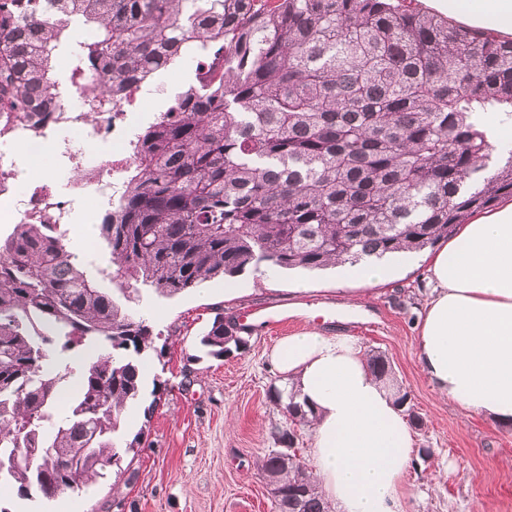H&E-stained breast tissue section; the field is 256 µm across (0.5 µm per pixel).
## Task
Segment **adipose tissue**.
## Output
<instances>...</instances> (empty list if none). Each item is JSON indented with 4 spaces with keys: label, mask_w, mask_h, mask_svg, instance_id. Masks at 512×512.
<instances>
[{
    "label": "adipose tissue",
    "mask_w": 512,
    "mask_h": 512,
    "mask_svg": "<svg viewBox=\"0 0 512 512\" xmlns=\"http://www.w3.org/2000/svg\"><path fill=\"white\" fill-rule=\"evenodd\" d=\"M455 23L512 39V0H421ZM417 361L467 413L512 425V198L475 214L429 267ZM313 416L311 478L333 512H402L414 452L402 407L351 336L308 329L269 353Z\"/></svg>",
    "instance_id": "1"
}]
</instances>
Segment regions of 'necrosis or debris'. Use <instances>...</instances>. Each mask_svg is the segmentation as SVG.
I'll use <instances>...</instances> for the list:
<instances>
[{
    "label": "necrosis or debris",
    "instance_id": "necrosis-or-debris-1",
    "mask_svg": "<svg viewBox=\"0 0 512 512\" xmlns=\"http://www.w3.org/2000/svg\"><path fill=\"white\" fill-rule=\"evenodd\" d=\"M95 92L92 85L59 89L57 121L39 132L13 114L0 113V215L10 223L63 226L74 222L82 199H92L101 209L117 198L126 169L135 159L133 140L138 118L128 112L124 99L114 102L108 112H83L78 100ZM61 130L80 131L89 140L111 141L112 164H99L75 149L71 140L58 138ZM47 145L56 149L61 163L71 171L65 192L31 184L34 159Z\"/></svg>",
    "mask_w": 512,
    "mask_h": 512
}]
</instances>
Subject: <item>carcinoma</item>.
Returning <instances> with one entry per match:
<instances>
[{
  "label": "carcinoma",
  "mask_w": 512,
  "mask_h": 512,
  "mask_svg": "<svg viewBox=\"0 0 512 512\" xmlns=\"http://www.w3.org/2000/svg\"><path fill=\"white\" fill-rule=\"evenodd\" d=\"M74 22L94 27L69 45L70 81L100 90L92 112L180 62L209 82L138 130L96 227L112 268L89 270L51 224L0 237V486L28 500L79 494L137 453L142 433L117 440L161 336L132 306L141 290L420 252L512 196V147L491 135L512 119V40L413 0H0V113L52 118V60ZM239 330L219 313L200 345L222 358L246 346ZM86 348L66 396L67 353ZM366 358L393 378L385 356ZM270 401L273 440L292 448L307 413ZM257 471L279 512H330L308 468L269 451Z\"/></svg>",
  "instance_id": "1"
}]
</instances>
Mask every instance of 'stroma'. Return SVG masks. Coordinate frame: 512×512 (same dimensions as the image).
I'll return each mask as SVG.
<instances>
[{
  "mask_svg": "<svg viewBox=\"0 0 512 512\" xmlns=\"http://www.w3.org/2000/svg\"><path fill=\"white\" fill-rule=\"evenodd\" d=\"M430 256L391 257L396 271L379 283L341 281L333 267L270 269L234 277L229 294L220 278L172 298L142 291L135 308L166 343L144 358L143 397L124 417L125 438L144 435L131 464L137 478L116 469L89 494H66L72 512H274L255 463L282 422L269 396L288 391L267 357L279 337L256 324L246 349L221 359L202 354L198 341L216 313L231 319L283 302L390 360L421 418L403 512H512V427L440 397L416 360Z\"/></svg>",
  "mask_w": 512,
  "mask_h": 512,
  "instance_id": "1",
  "label": "stroma"
}]
</instances>
